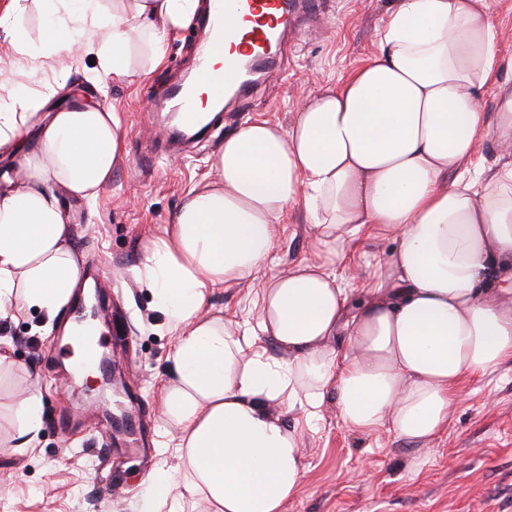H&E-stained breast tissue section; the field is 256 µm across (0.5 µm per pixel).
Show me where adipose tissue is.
I'll return each mask as SVG.
<instances>
[{
    "mask_svg": "<svg viewBox=\"0 0 512 512\" xmlns=\"http://www.w3.org/2000/svg\"><path fill=\"white\" fill-rule=\"evenodd\" d=\"M45 56L96 58L93 79L145 78L200 0H43ZM491 0H395L380 52L304 102L290 126L244 124L224 140L217 177L189 190L138 267L175 338L163 415L181 465L152 477L203 512H283L305 469L300 432L335 396L357 433L391 427L427 440L448 424L459 383L512 359V162L473 158L487 132L512 142V88L482 107L504 66ZM49 94L0 95V156L22 185L0 189V320L61 321L80 286L62 196L96 202L124 149L117 113ZM306 212L324 253L265 282L255 318L210 304L254 278L290 207ZM379 226L397 242L369 301L349 306L336 245ZM348 339L346 347L334 344ZM13 452L33 447L42 404L12 394Z\"/></svg>",
    "mask_w": 512,
    "mask_h": 512,
    "instance_id": "ef3b65f1",
    "label": "adipose tissue"
}]
</instances>
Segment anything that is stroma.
<instances>
[{"label":"stroma","mask_w":512,"mask_h":512,"mask_svg":"<svg viewBox=\"0 0 512 512\" xmlns=\"http://www.w3.org/2000/svg\"><path fill=\"white\" fill-rule=\"evenodd\" d=\"M391 4L321 0L289 28L285 80L227 105L218 127L181 154L158 147L168 131L164 105L153 95L193 69L197 20L169 39L162 65L145 80L115 79L104 90L87 78L89 55H21L0 37V82L16 79L26 92H52L56 104L82 96L117 112L124 128L125 153L111 187L94 207L69 197L63 204L80 267L111 297L101 332L122 338L114 354L125 381L124 402L140 414L146 448L142 454L127 448L124 436L108 426L109 407L83 404L78 391L68 388L72 376L65 364L78 360V347L60 329L36 331L39 316L20 318L0 329L17 363L0 372V437L11 430V391L19 384L41 399L42 429L35 447L0 452V512H169L155 505L151 476L180 463L161 413L175 340L151 290L136 277L143 244L162 234L188 190L215 178L225 137L257 119L290 125L306 96L338 85L376 54ZM395 246L372 227L343 243L336 274L353 297L370 299L374 272ZM321 260L304 212L291 208L275 254L257 278L217 289L211 303L228 320H240L261 283L295 264ZM29 362L38 369L37 379L20 369ZM284 421L302 431L305 466L302 485L284 512H512V359L492 374L462 382L447 427L428 440H404L385 428L350 431L332 396L317 420L305 422L295 410Z\"/></svg>","instance_id":"1"}]
</instances>
